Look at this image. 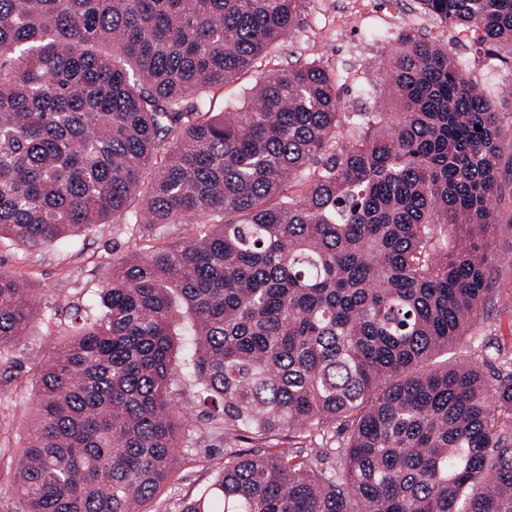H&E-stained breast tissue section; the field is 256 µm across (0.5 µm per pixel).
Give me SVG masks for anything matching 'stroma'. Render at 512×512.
Returning <instances> with one entry per match:
<instances>
[{
  "mask_svg": "<svg viewBox=\"0 0 512 512\" xmlns=\"http://www.w3.org/2000/svg\"><path fill=\"white\" fill-rule=\"evenodd\" d=\"M401 32L446 43L465 60L470 78L487 90L500 111L507 140L504 152L512 155V51L501 48L496 59L474 51L457 29L425 15L417 0H308L298 25L270 50L261 71L268 74L320 62L336 74L346 111L371 112L386 100L389 45L380 36ZM499 182L502 196L494 206L501 228L490 234L488 246L500 260L504 290L454 348L453 358L459 363L472 360L478 343L488 337L512 349V232L504 229L512 221V162H503ZM201 230L198 224H159L147 233L138 224H105L87 236L36 251L0 238V271L20 280L39 309L21 341L0 360V488L12 484L13 461L32 424L36 373L56 338L64 334L74 306L93 308L113 265L152 247L195 238ZM171 398L187 415L186 432L179 461L149 504V512H177L178 503L206 494L214 472L224 463V441L201 413L191 373L173 383Z\"/></svg>",
  "mask_w": 512,
  "mask_h": 512,
  "instance_id": "1",
  "label": "stroma"
}]
</instances>
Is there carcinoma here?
Instances as JSON below:
<instances>
[{
    "instance_id": "1",
    "label": "carcinoma",
    "mask_w": 512,
    "mask_h": 512,
    "mask_svg": "<svg viewBox=\"0 0 512 512\" xmlns=\"http://www.w3.org/2000/svg\"><path fill=\"white\" fill-rule=\"evenodd\" d=\"M307 0H0V237L209 225L112 268L53 347L13 512H141L177 462L174 336L224 466L179 512H512V355L439 361L500 290L498 109L443 44L394 39L389 112L318 62L256 73ZM487 50L512 0H419ZM481 130H476V127ZM37 309L0 272V359ZM290 439L287 448L278 440ZM255 78L247 76L239 82L222 88H216L212 91L214 97V111L222 112L227 109H240L249 94V88L253 86Z\"/></svg>"
}]
</instances>
